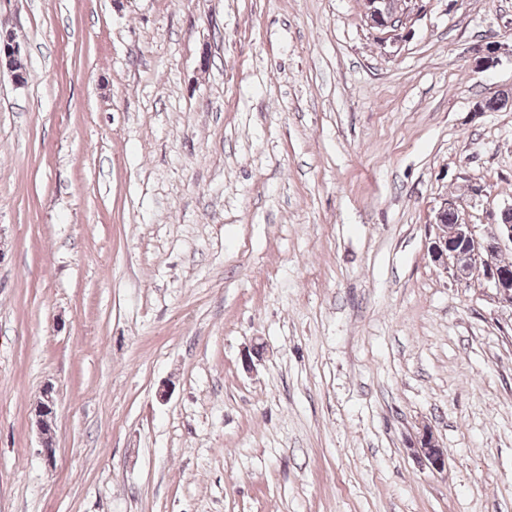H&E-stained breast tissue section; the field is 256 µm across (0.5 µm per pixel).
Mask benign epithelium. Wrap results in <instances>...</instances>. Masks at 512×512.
I'll use <instances>...</instances> for the list:
<instances>
[{"label":"benign epithelium","mask_w":512,"mask_h":512,"mask_svg":"<svg viewBox=\"0 0 512 512\" xmlns=\"http://www.w3.org/2000/svg\"><path fill=\"white\" fill-rule=\"evenodd\" d=\"M364 18L367 26L387 34L392 42L400 38L399 31L407 25L419 0H400L394 17L390 20L375 7L379 0H363ZM500 46L491 42L476 67L488 69L497 62ZM457 212L455 201L444 199L430 224L433 238L429 247L432 262L453 280L470 286L477 285L503 307L512 309V271L495 265L494 257L503 247L512 244V224L508 222L492 225V230L482 234L474 224L459 221L448 224V212ZM56 413V397L53 386L43 388L35 409V423L40 435L39 454L45 465L51 467L56 461L53 422ZM416 452L435 471L446 468V456L433 430L425 426L418 436Z\"/></svg>","instance_id":"1"}]
</instances>
